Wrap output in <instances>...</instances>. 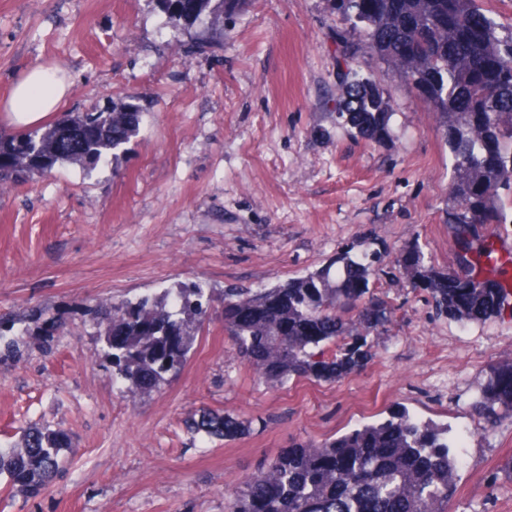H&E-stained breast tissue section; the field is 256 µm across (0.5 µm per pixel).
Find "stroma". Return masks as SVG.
I'll list each match as a JSON object with an SVG mask.
<instances>
[{
  "instance_id": "35a3bbf8",
  "label": "stroma",
  "mask_w": 512,
  "mask_h": 512,
  "mask_svg": "<svg viewBox=\"0 0 512 512\" xmlns=\"http://www.w3.org/2000/svg\"><path fill=\"white\" fill-rule=\"evenodd\" d=\"M198 42L156 0H0V108L30 68L64 70L61 111L109 101L150 112L134 150L85 174L75 164L0 191V323L43 310L51 344L25 337L0 354V444L30 426L64 429V467L36 491H5L0 512H224L241 479L294 443L406 409L466 432L448 512H512V418L481 430L468 403L492 365L512 359V320L437 314L404 277L369 287L393 307L372 357L333 383L260 381L233 355L221 310L184 369L148 396L120 392L100 357L97 301L158 295L189 280L223 291L325 267L345 247L413 244L451 261V167L435 117L370 54L395 111L390 137L336 123V16L330 0H249L224 40ZM208 408L252 420L204 441L182 419Z\"/></svg>"
}]
</instances>
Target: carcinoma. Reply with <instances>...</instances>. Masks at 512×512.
I'll return each instance as SVG.
<instances>
[{"instance_id":"cac0c4a2","label":"carcinoma","mask_w":512,"mask_h":512,"mask_svg":"<svg viewBox=\"0 0 512 512\" xmlns=\"http://www.w3.org/2000/svg\"><path fill=\"white\" fill-rule=\"evenodd\" d=\"M248 0H157L169 23L195 42L194 23L211 19L208 37L224 42V19ZM345 29L358 41L340 40L337 67L363 50L395 79L421 89L443 130L451 159L448 224L466 252L460 270H435L425 246L399 271L422 284L436 310L477 323L512 312V273L498 263L493 238L512 224V28L506 29L477 0H332ZM336 123L367 141L390 135L395 113L377 83L341 74ZM146 109L133 103L91 105L16 134L0 132V189L30 180L63 163L92 172L130 150ZM379 251L342 250L326 267L257 288H226L221 296L202 281L135 301L101 300L93 307L102 357L112 379L132 394L158 390L166 375L184 368L196 336L216 302L236 358L270 386L293 379L334 382L368 358L367 336L385 330L391 305L365 298ZM34 328L20 335L48 336L53 317L29 313ZM472 417L492 424L512 415V361L492 368L470 402ZM251 422L199 409L184 426L207 439H233ZM448 424L406 410L363 423L334 437L295 443L247 475L224 512H448L457 492L460 459ZM68 434L31 427L19 443L0 449V474L11 487L33 489L60 471Z\"/></svg>"}]
</instances>
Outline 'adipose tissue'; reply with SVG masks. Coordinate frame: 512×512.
<instances>
[{
	"instance_id": "1",
	"label": "adipose tissue",
	"mask_w": 512,
	"mask_h": 512,
	"mask_svg": "<svg viewBox=\"0 0 512 512\" xmlns=\"http://www.w3.org/2000/svg\"><path fill=\"white\" fill-rule=\"evenodd\" d=\"M68 83L56 71L35 66L14 85L0 121L16 128L35 126L47 121L66 97Z\"/></svg>"
}]
</instances>
